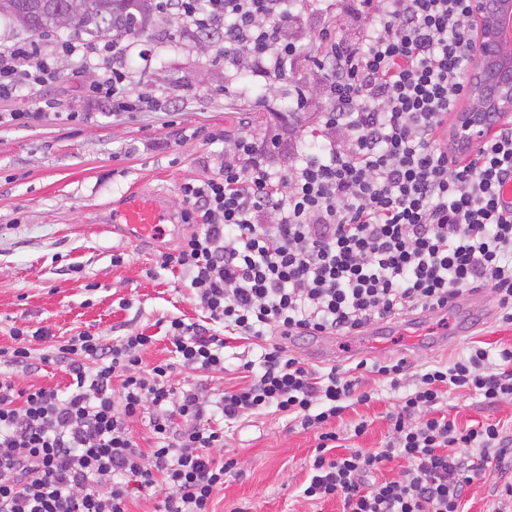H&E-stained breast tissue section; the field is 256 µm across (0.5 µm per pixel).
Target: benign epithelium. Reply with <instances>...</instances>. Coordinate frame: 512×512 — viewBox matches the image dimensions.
I'll use <instances>...</instances> for the list:
<instances>
[{
  "instance_id": "1",
  "label": "benign epithelium",
  "mask_w": 512,
  "mask_h": 512,
  "mask_svg": "<svg viewBox=\"0 0 512 512\" xmlns=\"http://www.w3.org/2000/svg\"><path fill=\"white\" fill-rule=\"evenodd\" d=\"M475 14L482 21V32L473 47L475 62L465 84L472 106L455 132L459 145L487 136L493 114L512 111V58L499 50L503 22L512 17V0H475Z\"/></svg>"
}]
</instances>
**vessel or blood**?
I'll list each match as a JSON object with an SVG mask.
<instances>
[{"instance_id": "1", "label": "vessel or blood", "mask_w": 512, "mask_h": 512, "mask_svg": "<svg viewBox=\"0 0 512 512\" xmlns=\"http://www.w3.org/2000/svg\"><path fill=\"white\" fill-rule=\"evenodd\" d=\"M171 220L170 212L155 196L148 194L129 195L127 201L112 215L113 223L122 225L127 235L137 241L162 234L165 224ZM429 320V314L419 313L402 319L374 323L357 335L358 350L370 353L385 348L395 335L401 337L406 347L413 350L434 351L447 347L449 337L437 335Z\"/></svg>"}]
</instances>
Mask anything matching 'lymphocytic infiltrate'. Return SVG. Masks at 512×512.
<instances>
[{"label": "lymphocytic infiltrate", "instance_id": "f902f5d3", "mask_svg": "<svg viewBox=\"0 0 512 512\" xmlns=\"http://www.w3.org/2000/svg\"><path fill=\"white\" fill-rule=\"evenodd\" d=\"M359 42L339 41L325 73V137L288 170L268 163L269 145L242 130L224 139L219 176L186 183L183 218L196 230L162 253L211 324L174 317L165 336L178 364L224 368L228 335L262 341L246 361L243 387L206 398L176 389L172 364H146L153 336L112 343L83 331L49 342L44 329L15 327L0 357L28 366L30 344L70 379L69 391L23 389L0 372V512H128L133 492L164 487L155 512H212L237 462L216 456L224 425L274 410L315 433L302 496L339 499L343 512H463L474 481L490 479L495 504L512 502V427H465L441 414L465 390L496 405L512 402V345H474L458 358L411 372L405 359L359 361L413 391L399 400L391 437L377 449L335 454L332 424L371 401L358 374L309 367L288 351L303 335H350L375 322L443 307L462 289H490L512 324V120L467 157L449 154L439 127L462 97V63L477 38L473 0H376ZM221 45L249 73L281 79L299 49L288 38V0H156ZM45 36L0 50V100L53 84L58 71ZM56 49L92 69V93L116 112H175L177 97L135 89L120 39H66ZM221 331H214V324ZM147 420L142 449L132 424ZM408 463L401 478L387 462Z\"/></svg>", "mask_w": 512, "mask_h": 512}]
</instances>
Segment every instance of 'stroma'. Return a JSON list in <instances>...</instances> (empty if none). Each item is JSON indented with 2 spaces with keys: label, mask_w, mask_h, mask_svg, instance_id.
<instances>
[{
  "label": "stroma",
  "mask_w": 512,
  "mask_h": 512,
  "mask_svg": "<svg viewBox=\"0 0 512 512\" xmlns=\"http://www.w3.org/2000/svg\"><path fill=\"white\" fill-rule=\"evenodd\" d=\"M362 0H307L296 7L290 32L303 55L288 82L248 85L232 61L198 35L178 33L176 22L152 13L147 32L126 37V65L134 85L179 98L176 112H114L106 100L90 97L92 73L74 76L75 62L58 57L57 81L31 97L51 99L40 119L0 124V348L13 345L12 327L48 328L55 337L82 331L104 341L131 332L154 336L144 351L148 363H174L161 321L178 317L204 323L205 314L190 280L180 269L161 268V253L173 251L193 225L184 223L181 184L218 173L224 144L218 133L248 126L265 140H276L268 161L285 169L312 135L321 133L324 80L313 60L328 50L331 36L358 41L364 34ZM299 88L310 103L296 129H289L282 94ZM132 191L160 196L179 230L162 242H135L114 229L112 213ZM474 341L512 344V324L491 317L439 351L390 347L386 358H406L415 366L449 361ZM259 349L243 340L225 351L226 369L199 372L176 366L174 386L201 384L212 392L241 383L238 367ZM362 387L371 401L348 409L335 428L345 446L376 448L386 441L389 416L402 393L371 374ZM442 409L459 425L512 423V403L490 405L465 391L444 400ZM362 436L353 429L360 421ZM316 446L312 431L276 413L235 424L224 439L239 476L227 478L214 499L215 512H342L339 500L313 504L300 496Z\"/></svg>",
  "instance_id": "stroma-1"
}]
</instances>
